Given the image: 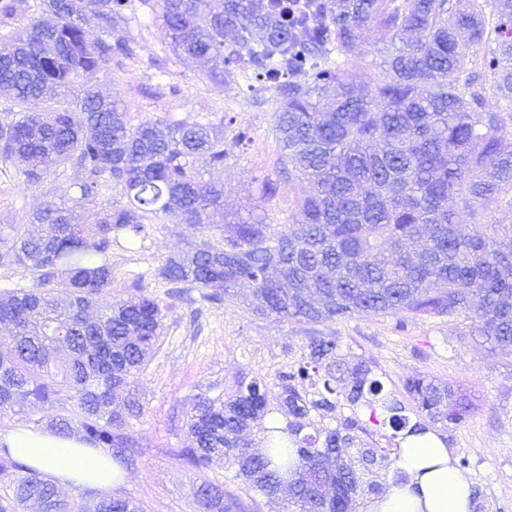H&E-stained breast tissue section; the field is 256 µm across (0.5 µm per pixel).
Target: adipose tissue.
Here are the masks:
<instances>
[{"label":"adipose tissue","mask_w":512,"mask_h":512,"mask_svg":"<svg viewBox=\"0 0 512 512\" xmlns=\"http://www.w3.org/2000/svg\"><path fill=\"white\" fill-rule=\"evenodd\" d=\"M0 446L62 488L77 482L108 491L123 479L122 469L107 453L48 427L16 423L0 435ZM395 466L400 479L367 501L362 512H472L471 480L433 434L405 439Z\"/></svg>","instance_id":"adipose-tissue-1"}]
</instances>
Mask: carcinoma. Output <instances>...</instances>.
I'll return each instance as SVG.
<instances>
[{"label":"carcinoma","instance_id":"carcinoma-1","mask_svg":"<svg viewBox=\"0 0 512 512\" xmlns=\"http://www.w3.org/2000/svg\"><path fill=\"white\" fill-rule=\"evenodd\" d=\"M453 10L450 0H314L288 18L273 0H161L173 51L195 61L217 83L239 71L253 90L276 87L288 107L275 113L281 161L305 181L293 224H269L247 211L224 209V190L194 171L199 155L224 166V136L211 125L173 121L131 123L124 105L103 95L96 75L132 54L112 36L135 10L133 0H39L36 15L10 30L17 0H0V95L20 116L0 123V153L25 160L26 181L75 163L83 172L78 199L93 202L108 176L128 204L93 223L50 204L29 223L0 233V255L42 271V281L0 298V412L59 414L43 423L75 434L122 462L137 447L128 432L143 404L134 377L148 363L162 333L155 298L113 299L89 314L112 288V243L149 236L147 220L164 216L212 232L191 255L168 259L158 276L203 290L221 302L234 288H251L253 311L295 322L329 323L355 315L466 314L468 335L490 350L512 354V214L500 215L512 194V113L492 99L512 101V0ZM93 25L102 37L91 40ZM375 28L389 43L375 78L329 65L349 55ZM485 53L477 57L476 49ZM61 276L70 300L60 306L43 285ZM336 337L311 343V365L281 372L276 386L292 419L267 426L272 389L239 382L222 399L201 396L186 421L189 446L180 457L195 471L222 456L246 492L276 512H355L370 466L354 467L343 449L367 432L356 419L326 433L305 434L311 408L332 410L336 373L326 358ZM321 374L317 397L292 381ZM343 392L370 409L379 423L383 385L358 362ZM407 392L429 423H410L385 404L397 433L423 435L437 424H458L474 410L470 395L447 382L409 379ZM258 428L268 451L254 453L245 432ZM0 481L11 494L0 512L29 503L39 512H86L65 499L42 474L0 447ZM92 512H144L138 500L105 495ZM196 512H242L240 499L205 482Z\"/></svg>","mask_w":512,"mask_h":512}]
</instances>
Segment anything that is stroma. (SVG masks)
I'll list each match as a JSON object with an SVG mask.
<instances>
[{
    "instance_id": "obj_1",
    "label": "stroma",
    "mask_w": 512,
    "mask_h": 512,
    "mask_svg": "<svg viewBox=\"0 0 512 512\" xmlns=\"http://www.w3.org/2000/svg\"><path fill=\"white\" fill-rule=\"evenodd\" d=\"M159 7L158 0H151L117 27L132 53L98 75L100 88L125 104L135 124L188 119L222 128L224 165L214 168L206 158H198L200 174L223 185L229 207L260 201L268 223H290L306 186L281 172L274 114L286 106V99L272 88L249 90L247 80L240 77L221 84L205 78L166 43L156 19ZM383 49L378 32L371 30L354 53L336 63L376 76ZM228 115L234 118L230 127L224 124ZM238 126L251 128L249 145L236 144ZM22 168L18 159L0 156L2 230L27 223L33 212L48 204L67 203L77 196L82 174L75 166L50 170L35 184L26 182ZM205 237L199 227L159 218L141 245L122 241L112 247L111 296L127 299L144 291L156 297L165 314L161 345L136 381L144 404L143 416L130 426L138 453L115 494L139 500L145 512H195V492L205 481L239 494L233 471L223 460H214L199 473L180 458L188 444L185 424L195 401L202 395L226 397L242 380L275 383L279 372L297 370V357L309 356L313 338L332 336L337 340V377L346 378L347 367L366 362L372 377L383 385V397L398 404L410 421H418L419 415L404 389L406 379L422 375L465 389L474 410L462 423L435 426L431 432L454 458H465L473 512H512L511 355L490 351L480 338L468 335L466 322L456 317L405 312L398 318L361 315L330 324L295 323L257 315L245 299L246 289L223 302L209 303L200 289H177L157 277L167 258L190 253ZM348 418L367 422L365 442L383 449L386 459L376 462L375 469L379 488H386L394 478L391 461L398 453L397 439L389 426L369 424L364 404L352 406L340 397L333 411L310 410L306 430L314 434Z\"/></svg>"
}]
</instances>
